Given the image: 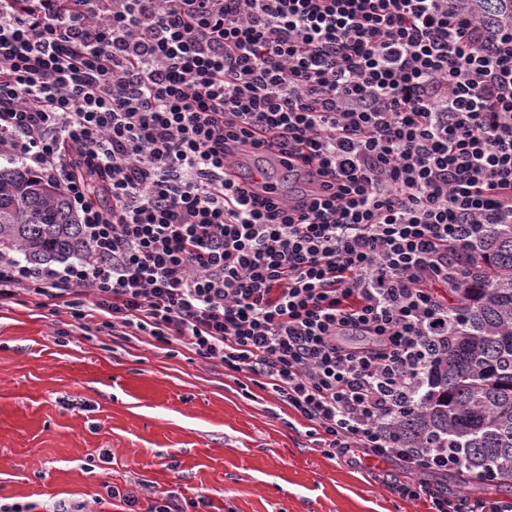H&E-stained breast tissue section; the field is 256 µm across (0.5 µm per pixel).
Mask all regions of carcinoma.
<instances>
[{
	"label": "carcinoma",
	"mask_w": 512,
	"mask_h": 512,
	"mask_svg": "<svg viewBox=\"0 0 512 512\" xmlns=\"http://www.w3.org/2000/svg\"><path fill=\"white\" fill-rule=\"evenodd\" d=\"M512 15V0H477L481 15ZM0 247L32 263L89 251L65 193L23 167L0 164ZM472 278L448 311L453 343L440 350L419 402L389 431L412 448H453L477 486L512 492V224L482 228L467 261Z\"/></svg>",
	"instance_id": "carcinoma-1"
}]
</instances>
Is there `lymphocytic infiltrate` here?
I'll return each instance as SVG.
<instances>
[{
    "label": "lymphocytic infiltrate",
    "mask_w": 512,
    "mask_h": 512,
    "mask_svg": "<svg viewBox=\"0 0 512 512\" xmlns=\"http://www.w3.org/2000/svg\"><path fill=\"white\" fill-rule=\"evenodd\" d=\"M471 0H0V161L62 188L88 253L17 291L252 375L326 454L455 469L388 430L446 347L451 254L512 224V20ZM259 151L298 206L224 177ZM428 512H512L415 481Z\"/></svg>",
    "instance_id": "1"
}]
</instances>
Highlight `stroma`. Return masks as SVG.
I'll list each match as a JSON object with an SVG mask.
<instances>
[{
	"label": "stroma",
	"mask_w": 512,
	"mask_h": 512,
	"mask_svg": "<svg viewBox=\"0 0 512 512\" xmlns=\"http://www.w3.org/2000/svg\"><path fill=\"white\" fill-rule=\"evenodd\" d=\"M397 463L324 454L246 374L184 345L84 330L18 291L0 305V504L126 512H426L396 494Z\"/></svg>",
	"instance_id": "35a3bbf8"
}]
</instances>
